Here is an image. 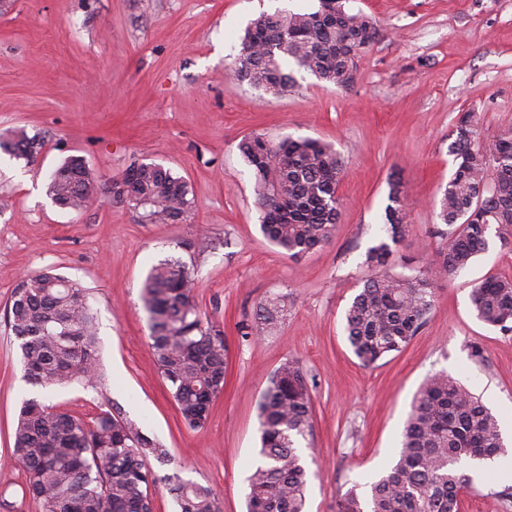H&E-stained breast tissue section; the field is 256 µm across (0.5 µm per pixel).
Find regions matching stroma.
<instances>
[{"label":"stroma","instance_id":"obj_1","mask_svg":"<svg viewBox=\"0 0 512 512\" xmlns=\"http://www.w3.org/2000/svg\"><path fill=\"white\" fill-rule=\"evenodd\" d=\"M378 23L379 35L339 88L299 73L274 96L235 73L240 38L258 15L309 12L318 0H0V134L16 129L44 145L33 161L0 152V512H37L25 474L11 459L24 399L92 420L100 411L132 420L168 448L158 477L208 488L219 512H246L259 460L257 403L287 359L314 381V429L302 454L307 512H336L338 489L369 482L401 448L423 381L444 370L480 394L499 421L507 452L473 473L461 512H512V333L476 319L475 283L512 280V239L462 275L435 286L425 326L400 353L366 368L344 333V312L369 274L367 249L380 237L388 179L406 194L410 231L398 248L412 268L443 246L430 229L452 169L448 144L458 117L475 113L485 140L512 133V0H343ZM314 138L344 162L336 232L298 259L265 240L255 174L238 144ZM96 175L81 211L47 194L68 157ZM156 163L187 182L188 217L151 224L106 191L134 163ZM194 267V302L204 326L229 348L223 394L206 424L187 427L149 346L142 283L160 260ZM78 282L97 323L103 373L95 387L28 384L4 314L24 275L43 270ZM277 296L283 319L241 338L258 303ZM483 351L474 359L472 346Z\"/></svg>","mask_w":512,"mask_h":512}]
</instances>
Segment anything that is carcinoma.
I'll list each match as a JSON object with an SVG mask.
<instances>
[{
	"label": "carcinoma",
	"mask_w": 512,
	"mask_h": 512,
	"mask_svg": "<svg viewBox=\"0 0 512 512\" xmlns=\"http://www.w3.org/2000/svg\"><path fill=\"white\" fill-rule=\"evenodd\" d=\"M312 12L262 14L241 37L238 77L279 93L294 72L344 87L353 81L354 60L375 42L377 23L339 5L338 20ZM448 144L453 170L439 200V223L431 234L446 242L431 265L413 276L394 273L390 259L409 231L396 204L401 183L389 182L381 238L365 255L372 275L344 314L347 342L364 367L403 350L426 324L435 284L452 280L489 248V230L512 236V134L492 142L480 138L478 120L461 115ZM43 142L14 131L0 136V150L30 160ZM255 172L263 237L301 257L327 243L336 231L337 188L343 161L328 144L310 138L277 143L260 135L239 143ZM95 175L80 157L53 172L47 185L60 207L87 206ZM112 201L145 209L151 224H174L188 216L193 200L187 184L153 163L129 167L112 181ZM195 269L178 258L152 266L141 289L150 315L151 347L158 369L184 423L203 426L210 406L224 392L228 346L202 325L194 304ZM476 318L502 333L512 332V281L487 278L471 290ZM284 312L277 298L256 306L243 336L271 324ZM19 342L27 382L40 388L101 377L96 321L87 292L52 272L23 278L5 314ZM312 386L300 364L287 359L269 378L257 404L261 460L249 478L247 512H305L307 470L300 443L312 432ZM13 461L26 474V492L39 512H152L157 478L150 458L170 460L167 448L132 421L101 411L93 420L58 412L36 398L24 400L13 430ZM506 453L498 419L467 386L444 371L430 375L411 406L397 462L378 480L354 482L337 493V512H461L468 486L462 464ZM179 512H218L208 489L168 480Z\"/></svg>",
	"instance_id": "obj_1"
}]
</instances>
